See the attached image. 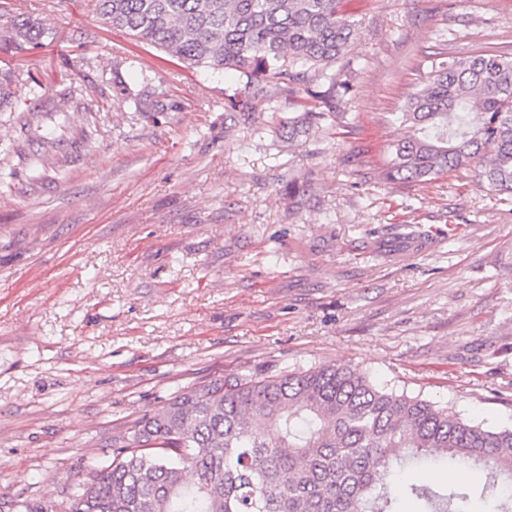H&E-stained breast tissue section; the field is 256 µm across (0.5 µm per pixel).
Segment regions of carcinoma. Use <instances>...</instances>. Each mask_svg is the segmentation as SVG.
Listing matches in <instances>:
<instances>
[{
  "label": "carcinoma",
  "instance_id": "carcinoma-1",
  "mask_svg": "<svg viewBox=\"0 0 512 512\" xmlns=\"http://www.w3.org/2000/svg\"><path fill=\"white\" fill-rule=\"evenodd\" d=\"M136 41L192 68L233 70L224 112L258 129L256 103L312 105L281 121L288 142L328 119L352 89L334 69L356 36L340 0H95ZM52 29L25 13L0 24V54L46 46ZM392 123L383 181L424 184L473 171L512 201V53L426 54ZM16 104L0 70V112ZM478 469L477 490L434 489L395 477L425 462ZM512 512V427L491 428L376 384L349 365L216 379L134 422L112 463L66 500V512Z\"/></svg>",
  "mask_w": 512,
  "mask_h": 512
}]
</instances>
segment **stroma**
Instances as JSON below:
<instances>
[{
    "label": "stroma",
    "instance_id": "stroma-1",
    "mask_svg": "<svg viewBox=\"0 0 512 512\" xmlns=\"http://www.w3.org/2000/svg\"><path fill=\"white\" fill-rule=\"evenodd\" d=\"M11 5L54 39L0 58V512H60L136 419L240 373L352 365L512 426V204L470 173L378 178L424 52L511 49L512 0H344L353 93L296 145L225 119L236 72L134 43L91 0Z\"/></svg>",
    "mask_w": 512,
    "mask_h": 512
}]
</instances>
